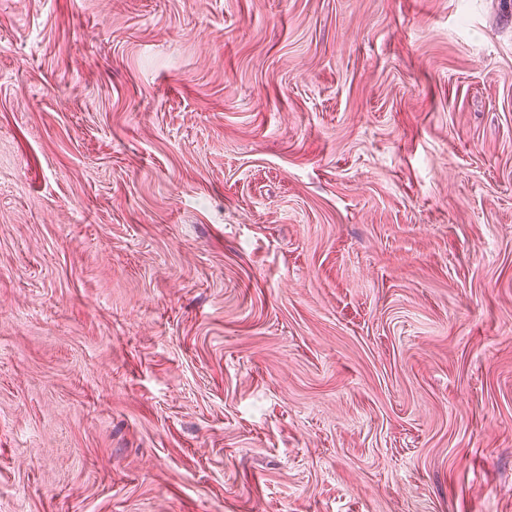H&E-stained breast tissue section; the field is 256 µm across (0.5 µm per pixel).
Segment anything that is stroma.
Instances as JSON below:
<instances>
[{"mask_svg":"<svg viewBox=\"0 0 512 512\" xmlns=\"http://www.w3.org/2000/svg\"><path fill=\"white\" fill-rule=\"evenodd\" d=\"M0 512H512V0H0Z\"/></svg>","mask_w":512,"mask_h":512,"instance_id":"obj_1","label":"stroma"}]
</instances>
